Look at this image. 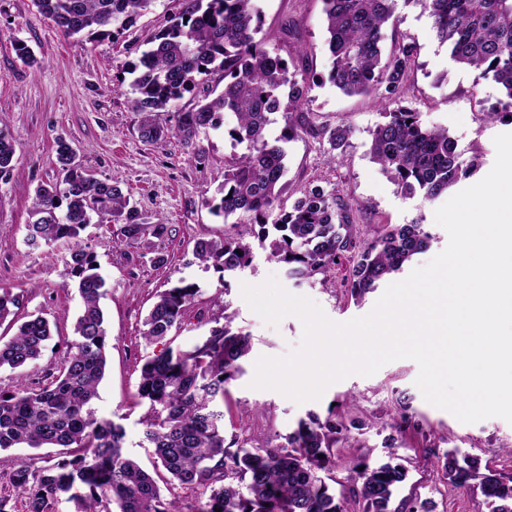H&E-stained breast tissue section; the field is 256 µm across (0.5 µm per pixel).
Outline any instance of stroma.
<instances>
[{
	"label": "stroma",
	"instance_id": "obj_1",
	"mask_svg": "<svg viewBox=\"0 0 512 512\" xmlns=\"http://www.w3.org/2000/svg\"><path fill=\"white\" fill-rule=\"evenodd\" d=\"M257 4L269 48L291 58L296 45L304 44L308 53L297 69L314 82L301 107L310 129L286 145L282 207L291 208L303 187L313 184L335 191L348 204L360 236H372L386 224L420 222L433 239L413 264H427L449 241L435 221L441 202L404 196L371 160L370 132L382 120V106L376 96H347L328 82V34L321 0H257ZM184 7L185 0H157L150 13L119 36L89 40L64 36L34 0H0V133L15 145L13 175L0 181V288L10 289L20 301L14 319L0 322V336H12L17 322L31 315L47 318L52 328V339L38 363L23 370L0 369V391L12 390L22 381L44 380L59 366L82 307L76 288L63 283L62 260L71 249L82 247L94 252L109 285L100 300L110 336L108 366L95 408L98 415L124 427L125 450L144 467H151L153 455L143 445L144 409L137 405L136 394L142 360L153 349L141 339L140 329L157 291L184 280L199 286L200 298L208 306L205 320L188 326L180 344L205 335L212 319L227 314L232 315L234 327L251 337L243 372L230 385L237 408L224 420L225 435L250 443L276 441L294 431L309 413L324 417L333 407L347 413L344 436L349 457L365 458L372 466L393 460L406 467L408 476L396 499L430 501L434 512H489L479 491L452 485L443 478L441 466L445 453L454 450L512 476V424L498 417L464 424L428 403L415 384L419 374L415 361L399 359L373 376H350L331 385L320 400L301 405L276 391L251 389L257 358L287 354L298 345L302 325L292 316L276 327L265 323L243 300L241 283L258 284L276 275L287 291L312 298L336 322L368 314L379 295L370 293L359 302L346 294L341 264L328 278L296 281L281 263L270 259L268 250L259 247L254 248L249 267L224 279L195 259L196 240L223 238L228 229L223 217L211 213L210 204L224 181V160L235 149L221 129L199 135L189 146L176 138L145 142L131 107L132 66L151 35ZM398 13L401 21L388 31V44L406 38L417 47L404 101L421 113L427 125L447 129L463 156L479 153L484 170H491L496 158L493 139L512 132V125L483 122L479 115L504 100L502 87L456 64L447 46L436 40L420 6H402ZM17 39L30 47L34 63L16 56L12 43ZM338 125L349 126L352 135L344 160L333 164L327 142L313 131ZM61 137L70 142L87 174L119 184L145 222L167 225V235H148L118 249L112 238L119 222L96 217L79 238L30 250L25 240L34 191L38 185L62 179L55 153ZM404 402L415 425L399 433L390 422ZM54 458L51 448L0 453V497L7 501V512H24L9 483L16 466L24 462L36 470Z\"/></svg>",
	"mask_w": 512,
	"mask_h": 512
}]
</instances>
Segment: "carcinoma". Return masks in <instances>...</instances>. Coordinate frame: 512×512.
<instances>
[{"label": "carcinoma", "instance_id": "cac0c4a2", "mask_svg": "<svg viewBox=\"0 0 512 512\" xmlns=\"http://www.w3.org/2000/svg\"><path fill=\"white\" fill-rule=\"evenodd\" d=\"M426 11L439 44L450 58L482 71L506 91L507 101L480 114L483 121L512 124V0H322L331 57L329 81L347 95L381 98L384 121L371 131L369 155L412 198L436 199L448 187L475 175L481 155L465 159L442 128L430 127L421 114L403 105L400 91L416 63L417 48L400 42L384 50L386 30L398 22V2ZM156 0H35L67 37L117 35ZM262 14L256 0H188L186 11L147 42L134 70L140 136L149 143L173 135L188 143L224 125L241 152L224 160L221 197L211 211L224 219L243 213L259 227L260 244L298 280L328 276L343 256L353 258L343 286L355 300L373 292L424 251L431 236L424 225L387 226L361 239L349 208L334 192L306 189L289 211L277 210L285 174V144L302 127L294 121L311 83L297 78L290 63L267 48L260 37ZM219 71L220 92L203 94L197 104L177 113L174 132L160 126L154 112L167 109ZM282 118L280 135L270 125ZM351 128H321L330 152L344 151ZM15 148L0 133V180L14 170ZM62 185L37 187L27 224V245L50 246L79 237L92 215L121 218L119 243L146 235L168 234L165 224L140 221L117 183L95 179L75 161L68 142H56ZM194 254L222 275L249 266L252 247L244 234L199 240ZM96 255L79 248L64 261L62 275L75 283L83 305L74 340L57 372L30 386L19 384L0 394V451L11 448H60L57 460L32 472L26 463L10 483L23 498L25 512H51L63 494L77 512H181L180 495L162 494L154 476L124 451L125 429L97 415L93 407L107 366L109 335L100 299L107 282L94 266ZM205 302L199 288L182 282L161 291L145 317L141 337L161 346L143 359L137 404L146 405L143 437L153 449L154 469L169 476L174 489L201 491L206 501L196 512H392L390 504L407 477L401 464L371 468L352 460L358 479L345 484L336 469L338 444L347 429L344 417L310 415L283 442L226 441L224 405L229 385L242 373L251 351L250 335L232 328V317L213 320L190 347L174 345L191 316L201 318ZM18 307L17 297L0 289V321ZM52 336L42 316L23 321L7 341L0 340V368L23 370L39 361ZM444 475L458 486L480 490L491 512H512V478L494 470L480 472L478 459L444 454Z\"/></svg>", "mask_w": 512, "mask_h": 512}]
</instances>
